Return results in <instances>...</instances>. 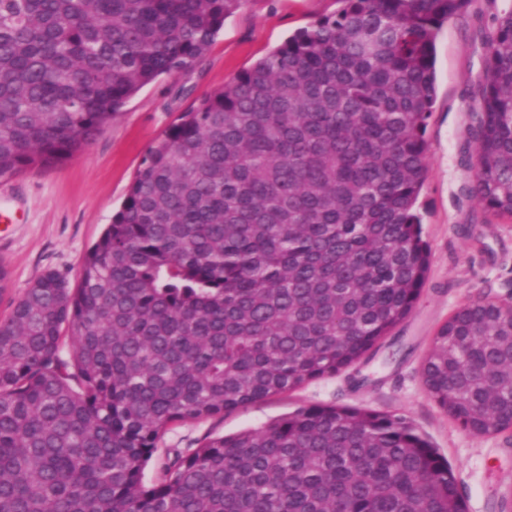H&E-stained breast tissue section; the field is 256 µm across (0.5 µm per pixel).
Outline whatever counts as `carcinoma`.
I'll return each instance as SVG.
<instances>
[{"label":"carcinoma","mask_w":512,"mask_h":512,"mask_svg":"<svg viewBox=\"0 0 512 512\" xmlns=\"http://www.w3.org/2000/svg\"><path fill=\"white\" fill-rule=\"evenodd\" d=\"M248 2L0 0V179L74 157ZM338 2L181 112L78 285L49 270L0 321V512H466L412 423L348 405L174 448L143 481L173 426L376 351L427 278L435 44L469 0ZM477 95L474 193L511 219L512 10ZM422 377L470 433L512 427V304L458 308Z\"/></svg>","instance_id":"1"}]
</instances>
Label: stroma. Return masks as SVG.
Segmentation results:
<instances>
[{
  "mask_svg": "<svg viewBox=\"0 0 512 512\" xmlns=\"http://www.w3.org/2000/svg\"><path fill=\"white\" fill-rule=\"evenodd\" d=\"M336 0H249L228 18L201 66L145 86L85 149L53 168L29 167L11 180L1 205L17 210L0 262L10 285L0 318L42 273L76 287L85 251L120 207L148 147L180 112L220 88L300 28L334 13ZM512 0H470L436 39V100L426 132L427 178L419 204L431 266L416 307L393 344L369 361L282 395L201 421L175 425L144 470L153 483L169 449L193 448L264 426L312 404H341L395 414L424 433L454 470L468 512H512V430L476 436L428 395L421 368L439 327L463 304L512 303V220L485 211L472 192L480 103L473 95L486 68L495 19Z\"/></svg>",
  "mask_w": 512,
  "mask_h": 512,
  "instance_id": "stroma-1",
  "label": "stroma"
}]
</instances>
